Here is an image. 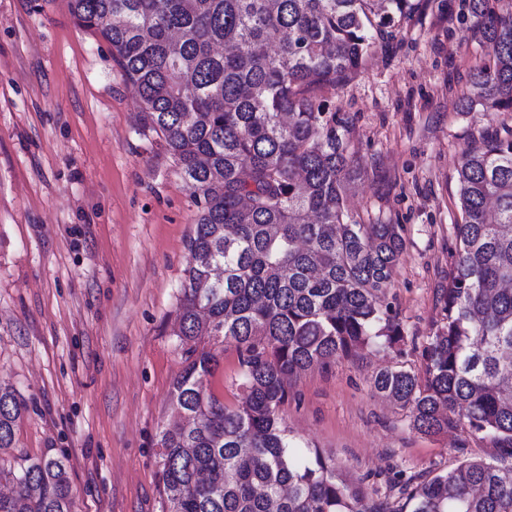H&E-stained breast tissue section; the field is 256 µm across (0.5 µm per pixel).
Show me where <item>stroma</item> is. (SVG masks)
I'll return each instance as SVG.
<instances>
[{"mask_svg":"<svg viewBox=\"0 0 512 512\" xmlns=\"http://www.w3.org/2000/svg\"><path fill=\"white\" fill-rule=\"evenodd\" d=\"M487 52L469 0H409L394 37L327 94L347 120L351 215L403 227L386 299L409 336L428 335L454 266L461 154L512 129L510 111L460 107ZM197 216L108 44L66 0H0V384L28 406L1 471L64 454L73 512H161L156 441L183 367L175 311ZM395 363L421 358L370 349L302 372L280 411L299 450L365 477L375 500L394 475L496 453L463 424L412 432L369 384ZM240 372L225 346L210 385L226 404L243 401Z\"/></svg>","mask_w":512,"mask_h":512,"instance_id":"stroma-1","label":"stroma"}]
</instances>
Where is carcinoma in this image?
<instances>
[{
    "label": "carcinoma",
    "mask_w": 512,
    "mask_h": 512,
    "mask_svg": "<svg viewBox=\"0 0 512 512\" xmlns=\"http://www.w3.org/2000/svg\"><path fill=\"white\" fill-rule=\"evenodd\" d=\"M110 47L197 198L177 308L185 367L176 420L158 434L162 512H512V131L467 148L456 170L454 269L429 335L408 337L385 290L396 224L349 214L345 117L323 92L359 71L407 0H66ZM489 48L465 111H512V12L470 0ZM422 369H379L371 388L437 436L465 422L500 449L391 482L370 501L318 450L298 455L279 412L286 377L377 347ZM235 346L245 402L208 388ZM26 404L0 388V452ZM0 512H72L67 459L23 458ZM401 501L397 507L391 500Z\"/></svg>",
    "instance_id": "cac0c4a2"
}]
</instances>
